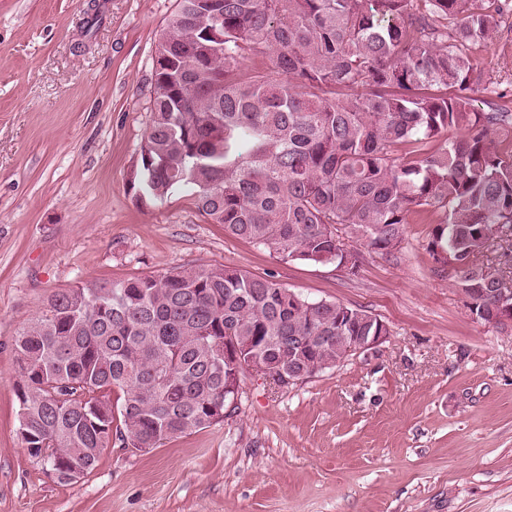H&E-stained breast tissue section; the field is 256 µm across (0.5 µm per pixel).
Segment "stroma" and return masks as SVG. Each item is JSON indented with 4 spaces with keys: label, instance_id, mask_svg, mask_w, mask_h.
Segmentation results:
<instances>
[{
    "label": "stroma",
    "instance_id": "obj_1",
    "mask_svg": "<svg viewBox=\"0 0 512 512\" xmlns=\"http://www.w3.org/2000/svg\"><path fill=\"white\" fill-rule=\"evenodd\" d=\"M0 0V512H512V325L472 317L411 220L357 274L284 263L191 196L138 204L156 41L176 0ZM480 55L512 92V31ZM274 276L387 324L377 348L279 387L246 371L224 421L147 451L105 448L62 485L18 433L13 340L83 281L194 265Z\"/></svg>",
    "mask_w": 512,
    "mask_h": 512
}]
</instances>
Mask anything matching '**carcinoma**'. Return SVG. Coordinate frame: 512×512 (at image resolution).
<instances>
[{"mask_svg": "<svg viewBox=\"0 0 512 512\" xmlns=\"http://www.w3.org/2000/svg\"><path fill=\"white\" fill-rule=\"evenodd\" d=\"M511 17L506 0H176L131 187L152 203L187 190L228 235L350 275L396 256L415 215L436 263L466 261L461 294L497 288L490 269L512 284L484 262L512 243V99L473 97L475 50ZM258 58L268 69H247ZM379 329L224 266L84 282L14 340L18 431L67 484L114 438L146 451L223 421L224 378L256 359L308 377Z\"/></svg>", "mask_w": 512, "mask_h": 512, "instance_id": "obj_1", "label": "carcinoma"}]
</instances>
